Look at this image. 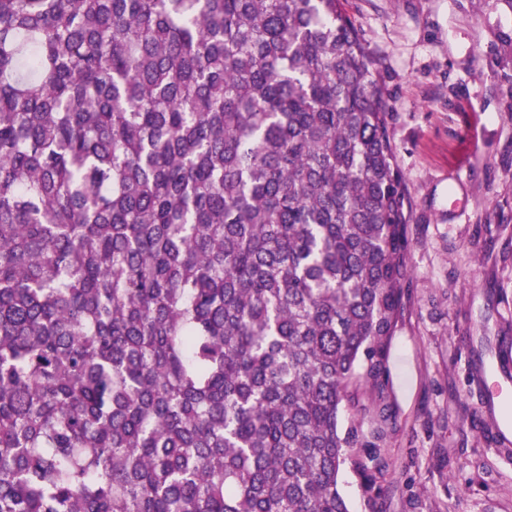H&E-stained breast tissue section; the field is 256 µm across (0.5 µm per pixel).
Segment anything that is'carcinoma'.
<instances>
[{
    "label": "carcinoma",
    "mask_w": 512,
    "mask_h": 512,
    "mask_svg": "<svg viewBox=\"0 0 512 512\" xmlns=\"http://www.w3.org/2000/svg\"><path fill=\"white\" fill-rule=\"evenodd\" d=\"M387 111L344 0H0V512L381 493Z\"/></svg>",
    "instance_id": "obj_1"
}]
</instances>
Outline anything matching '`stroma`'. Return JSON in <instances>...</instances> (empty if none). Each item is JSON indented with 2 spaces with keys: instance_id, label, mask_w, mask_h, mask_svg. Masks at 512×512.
I'll return each instance as SVG.
<instances>
[{
  "instance_id": "stroma-1",
  "label": "stroma",
  "mask_w": 512,
  "mask_h": 512,
  "mask_svg": "<svg viewBox=\"0 0 512 512\" xmlns=\"http://www.w3.org/2000/svg\"><path fill=\"white\" fill-rule=\"evenodd\" d=\"M381 73L410 213L404 315L389 342L393 425L371 498L349 512H512V454L484 439L512 388V31L500 0H347Z\"/></svg>"
}]
</instances>
